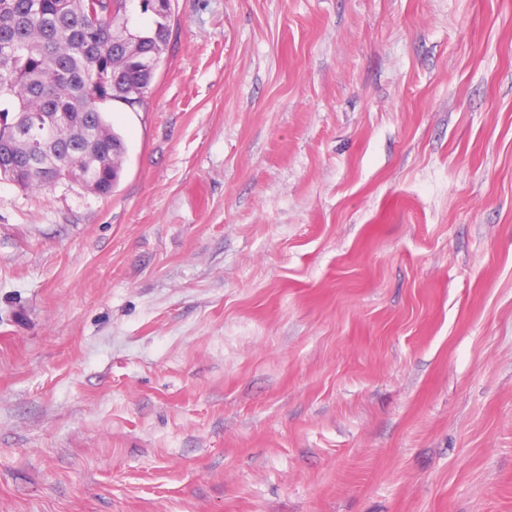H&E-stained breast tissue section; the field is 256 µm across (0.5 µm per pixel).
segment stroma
Here are the masks:
<instances>
[{"label":"stroma","mask_w":512,"mask_h":512,"mask_svg":"<svg viewBox=\"0 0 512 512\" xmlns=\"http://www.w3.org/2000/svg\"><path fill=\"white\" fill-rule=\"evenodd\" d=\"M172 5L0 178V512H512V0Z\"/></svg>","instance_id":"obj_1"}]
</instances>
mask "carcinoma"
I'll return each instance as SVG.
<instances>
[{
    "label": "carcinoma",
    "mask_w": 512,
    "mask_h": 512,
    "mask_svg": "<svg viewBox=\"0 0 512 512\" xmlns=\"http://www.w3.org/2000/svg\"><path fill=\"white\" fill-rule=\"evenodd\" d=\"M127 2L0 0V151L18 160L23 189L45 191L88 175L104 196L117 185L112 154L126 146L96 99L143 105L151 86L144 65L171 33V18L153 14L134 26L141 42L112 46V22ZM19 112L60 130L43 138L42 152L60 155L50 171L28 165L31 126L16 122Z\"/></svg>",
    "instance_id": "cac0c4a2"
}]
</instances>
